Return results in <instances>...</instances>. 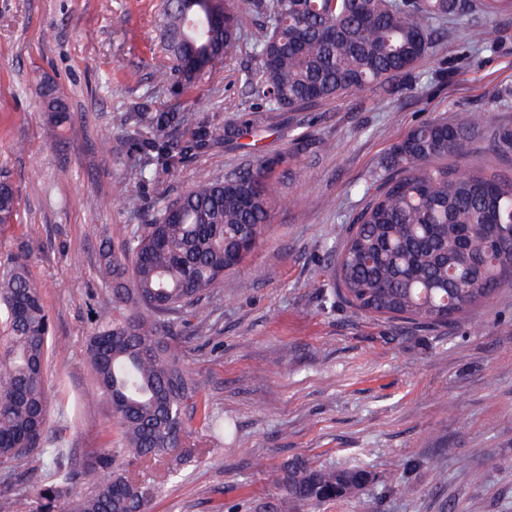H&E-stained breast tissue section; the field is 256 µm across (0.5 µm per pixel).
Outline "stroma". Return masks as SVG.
Wrapping results in <instances>:
<instances>
[{
	"instance_id": "1",
	"label": "stroma",
	"mask_w": 512,
	"mask_h": 512,
	"mask_svg": "<svg viewBox=\"0 0 512 512\" xmlns=\"http://www.w3.org/2000/svg\"><path fill=\"white\" fill-rule=\"evenodd\" d=\"M163 0H0V167L20 200L21 222L0 234V259L27 253L63 351L49 361L50 430L70 458L102 449L123 461L119 427L99 395L87 353L97 316H111L100 251L129 224H146L196 180L276 158L268 230L208 298L207 328L184 336L186 366L212 409L236 425L214 441L199 421V454L155 482L149 512H512V283L434 328H418L324 303L331 250L378 192L381 164L410 129L484 114L463 168L512 176L495 133L512 128V12L484 20L481 47L466 22L440 26L410 75L387 90L268 112L243 76L256 67L264 29L241 38L233 60L192 80L163 83L172 65L161 43ZM64 92L70 116L46 134L45 85ZM210 112L218 120L264 114L253 148L213 145L175 174L140 189L142 208L120 202L133 106ZM112 134V151L100 137ZM114 199L111 209L97 206ZM303 457L318 467L366 462L361 491L318 506L289 500L280 467ZM496 467H487V458Z\"/></svg>"
}]
</instances>
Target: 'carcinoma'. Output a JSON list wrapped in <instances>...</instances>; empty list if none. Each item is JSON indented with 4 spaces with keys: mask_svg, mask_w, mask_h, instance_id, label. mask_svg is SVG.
<instances>
[{
    "mask_svg": "<svg viewBox=\"0 0 512 512\" xmlns=\"http://www.w3.org/2000/svg\"><path fill=\"white\" fill-rule=\"evenodd\" d=\"M512 11V0H269L247 8L237 0H165L161 35L175 60L171 71L190 79L235 58L243 33L264 13L269 26L257 44L256 75L262 97L276 109L383 90L409 73L431 48L435 23ZM43 111L49 131L69 118L63 93L49 88ZM259 118L219 127L205 112H132L125 140L131 157L123 180L144 187L176 172L218 141H233L257 128ZM481 126L480 116L461 123L435 120L395 142L383 166L382 192L358 215L332 268L330 303L403 323L439 325L442 314L482 302L512 282V178L446 163L463 155ZM272 162L194 183L148 224L126 228L120 249L102 251L99 274L112 286V318H101L87 350L99 388L112 404L127 464L112 467V450L90 462L65 464L66 449L53 448L54 472L29 496L21 460L51 442L47 385L52 343L50 317L27 255L0 261V512H147L153 489L133 469L169 459L171 469L194 449L178 443L188 422L202 421L214 437L235 425L214 412L203 382L181 356L177 324L201 331L212 309L203 298L224 273L236 269L260 243L270 223ZM15 190L0 172V229L17 221ZM493 241L479 268L457 264L460 239ZM363 467H314L302 458L283 464L277 482L288 499L319 505L336 498V486Z\"/></svg>",
    "mask_w": 512,
    "mask_h": 512,
    "instance_id": "cac0c4a2",
    "label": "carcinoma"
}]
</instances>
